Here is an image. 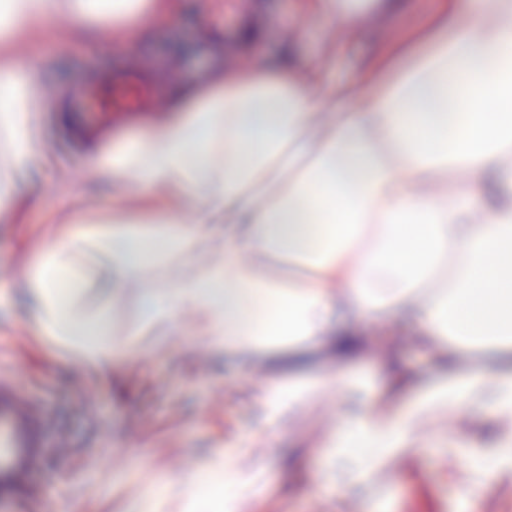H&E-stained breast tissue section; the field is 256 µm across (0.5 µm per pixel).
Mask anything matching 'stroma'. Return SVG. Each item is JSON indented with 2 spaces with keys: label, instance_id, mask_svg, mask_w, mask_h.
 Here are the masks:
<instances>
[{
  "label": "stroma",
  "instance_id": "35a3bbf8",
  "mask_svg": "<svg viewBox=\"0 0 512 512\" xmlns=\"http://www.w3.org/2000/svg\"><path fill=\"white\" fill-rule=\"evenodd\" d=\"M182 7L145 39L131 42L111 23L90 27L80 40H56L70 17L54 13L42 33L14 47L18 61L42 59L43 118L38 123L46 156H35L21 174L6 160L11 148L0 139V180L15 177L16 190L0 207V279L22 281L45 249L91 230L95 237L73 255L81 276L67 297L72 319L87 330L105 324L109 339L122 342L110 363L88 369L66 336L45 335L35 310L16 294L0 296V369L18 390L49 414L54 437L40 467L20 481L0 512H137L147 490L159 494L156 512H182L184 487L213 451L265 428L268 447L257 455L266 479L265 512H338L334 491L319 485L321 443L346 409L340 386L311 391L292 421L262 425L250 400L256 370L310 376L331 362L314 342L295 369L241 361L224 350L201 345L197 329L183 319V334L170 341L153 332L135 335L147 308L144 281L121 288L104 283L112 252L97 241L111 234L112 211L135 208L134 193L119 197L111 178L92 168L91 157L141 135L148 119H159L176 91L205 82L228 66L278 55L292 44L303 64L320 80L343 85L359 79L369 63L396 39L423 24L441 0H403V7L372 19L366 30L344 38L325 57V24L304 7L305 0H181ZM155 75L153 105L112 129L77 125L58 110L55 99L74 90L92 72L132 63ZM398 338L391 354L414 384L438 375L413 329L395 319ZM465 461L440 464L432 446L406 449L371 475L367 494L389 512H457L458 474Z\"/></svg>",
  "mask_w": 512,
  "mask_h": 512
}]
</instances>
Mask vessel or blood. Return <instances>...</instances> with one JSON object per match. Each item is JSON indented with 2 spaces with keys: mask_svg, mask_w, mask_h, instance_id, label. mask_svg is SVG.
<instances>
[{
  "mask_svg": "<svg viewBox=\"0 0 512 512\" xmlns=\"http://www.w3.org/2000/svg\"><path fill=\"white\" fill-rule=\"evenodd\" d=\"M118 89L135 99L147 92L144 83L109 71L75 94L70 109L81 123L95 124L100 113L111 109L112 95ZM46 448L44 411L33 398L22 395L8 375L0 373V494L33 472Z\"/></svg>",
  "mask_w": 512,
  "mask_h": 512,
  "instance_id": "1",
  "label": "vessel or blood"
}]
</instances>
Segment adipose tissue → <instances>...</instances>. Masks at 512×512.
Segmentation results:
<instances>
[{
    "label": "adipose tissue",
    "instance_id": "1",
    "mask_svg": "<svg viewBox=\"0 0 512 512\" xmlns=\"http://www.w3.org/2000/svg\"><path fill=\"white\" fill-rule=\"evenodd\" d=\"M9 38L34 36L53 11L109 16L131 37L177 12L178 0H4ZM375 0H314L329 29H355ZM39 63L18 66L0 50V129L22 168L37 148L30 104L41 92ZM169 118L114 150L113 181L134 176L163 245L112 231V267L139 275L157 249L175 253L185 275L158 284L146 328L174 335L179 315L201 314L202 343L249 362L274 345L325 340L344 365L343 385L361 410L325 440V482L360 493V512H385L364 496L376 466L408 447L437 408L457 414L491 407L490 441L467 454L464 512H479L494 484L512 474V0H445L399 39L359 81L340 87L301 77L297 65L256 60L215 72L169 104ZM221 241L222 260L200 263L193 246ZM71 241L44 250L21 287L46 335L63 284H78ZM406 314L419 345L450 365L404 401L378 396L349 370L364 336L341 338L346 316L393 327ZM328 378L254 391L262 422L292 416ZM253 469L216 454L187 486L184 512H240L259 497Z\"/></svg>",
    "mask_w": 512,
    "mask_h": 512
}]
</instances>
